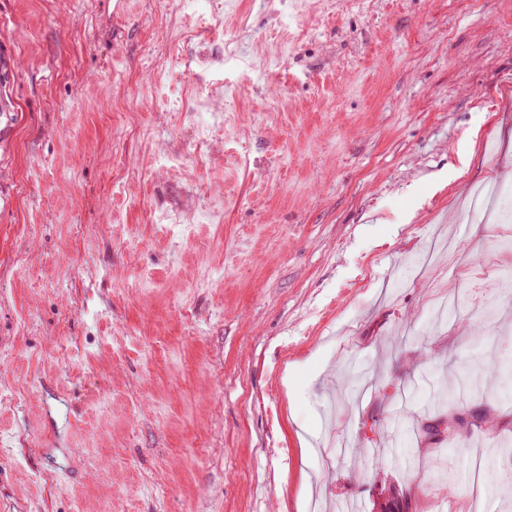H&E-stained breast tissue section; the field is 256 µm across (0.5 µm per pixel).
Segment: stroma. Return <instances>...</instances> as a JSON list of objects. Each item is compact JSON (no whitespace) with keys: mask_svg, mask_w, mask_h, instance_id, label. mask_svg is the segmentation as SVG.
I'll return each mask as SVG.
<instances>
[{"mask_svg":"<svg viewBox=\"0 0 512 512\" xmlns=\"http://www.w3.org/2000/svg\"><path fill=\"white\" fill-rule=\"evenodd\" d=\"M112 2L0 0V512H512V0ZM422 429L429 443L440 444L456 431V422L443 416H438Z\"/></svg>","mask_w":512,"mask_h":512,"instance_id":"35a3bbf8","label":"stroma"}]
</instances>
